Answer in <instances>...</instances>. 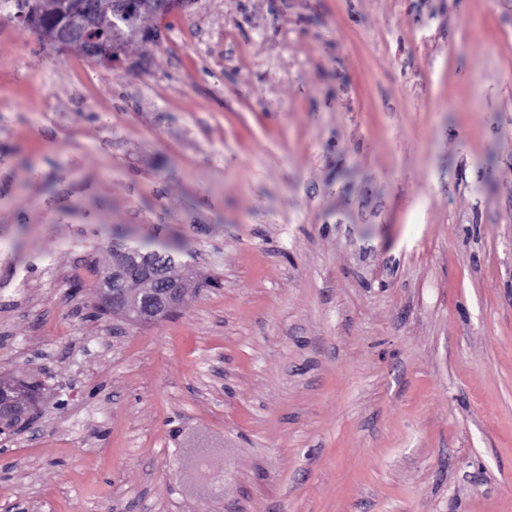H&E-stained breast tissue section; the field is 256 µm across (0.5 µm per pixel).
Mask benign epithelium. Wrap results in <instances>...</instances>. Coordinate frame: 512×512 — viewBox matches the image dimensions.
<instances>
[{
  "instance_id": "7a95c632",
  "label": "benign epithelium",
  "mask_w": 512,
  "mask_h": 512,
  "mask_svg": "<svg viewBox=\"0 0 512 512\" xmlns=\"http://www.w3.org/2000/svg\"><path fill=\"white\" fill-rule=\"evenodd\" d=\"M91 58L106 66L121 62V49L112 40V36L92 40ZM146 276L153 287L138 296L119 289L115 276L109 274L96 289L95 302L107 314L123 321L142 324L156 321L174 314L186 298L183 288V276L163 270L136 272ZM41 397H24L18 394L16 387L6 378L0 379V436L22 435L33 428L37 418Z\"/></svg>"
}]
</instances>
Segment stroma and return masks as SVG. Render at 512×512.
I'll return each instance as SVG.
<instances>
[{
	"label": "stroma",
	"instance_id": "stroma-1",
	"mask_svg": "<svg viewBox=\"0 0 512 512\" xmlns=\"http://www.w3.org/2000/svg\"><path fill=\"white\" fill-rule=\"evenodd\" d=\"M122 65L0 0L18 512H512V0H194ZM215 285L93 315L106 230ZM44 394V393H43ZM24 397L6 378L0 379V436L5 439L22 435L33 428L43 397Z\"/></svg>",
	"mask_w": 512,
	"mask_h": 512
}]
</instances>
